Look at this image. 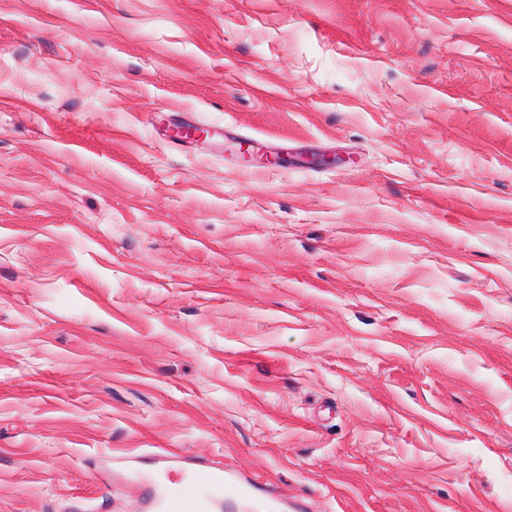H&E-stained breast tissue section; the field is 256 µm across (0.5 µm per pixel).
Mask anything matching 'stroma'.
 <instances>
[{
  "label": "stroma",
  "instance_id": "obj_1",
  "mask_svg": "<svg viewBox=\"0 0 512 512\" xmlns=\"http://www.w3.org/2000/svg\"><path fill=\"white\" fill-rule=\"evenodd\" d=\"M216 469L512 512V0H0V512Z\"/></svg>",
  "mask_w": 512,
  "mask_h": 512
}]
</instances>
